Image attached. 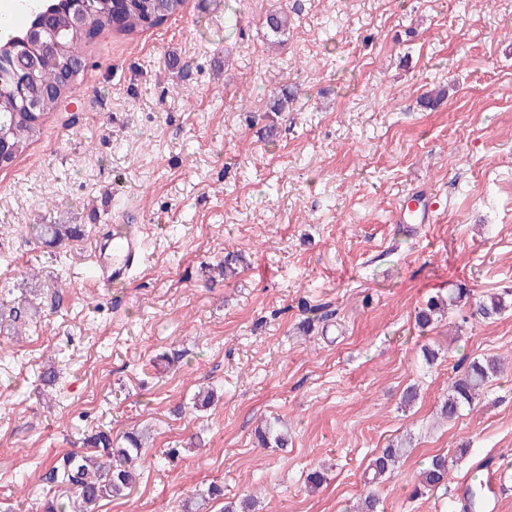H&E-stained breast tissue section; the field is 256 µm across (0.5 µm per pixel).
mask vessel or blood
<instances>
[{
    "mask_svg": "<svg viewBox=\"0 0 512 512\" xmlns=\"http://www.w3.org/2000/svg\"><path fill=\"white\" fill-rule=\"evenodd\" d=\"M432 203L427 196L416 195L402 200L396 210L398 222L430 223ZM143 261V244L132 234L114 235L96 243L92 266L98 283L123 281L131 277Z\"/></svg>",
    "mask_w": 512,
    "mask_h": 512,
    "instance_id": "1",
    "label": "vessel or blood"
}]
</instances>
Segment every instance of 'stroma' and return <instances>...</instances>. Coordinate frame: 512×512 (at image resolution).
<instances>
[{"label": "stroma", "mask_w": 512, "mask_h": 512, "mask_svg": "<svg viewBox=\"0 0 512 512\" xmlns=\"http://www.w3.org/2000/svg\"><path fill=\"white\" fill-rule=\"evenodd\" d=\"M85 55L67 107L0 169V316L26 323L0 326V512L64 502L47 467L98 428L118 444L141 432L144 452L134 490L96 512L249 495L256 512H353L372 490L380 512H463L485 458L505 470L489 512H512V308L415 321L460 287L512 294V0H186ZM411 191L437 199L432 223L395 222ZM35 224L81 235L49 245ZM119 225L145 260L95 284L91 249ZM228 256L236 276L214 279ZM483 356L503 373L439 419ZM266 420L287 447L258 445ZM397 441L406 456L369 483ZM435 454L448 485L415 494ZM212 483L224 497L201 505Z\"/></svg>", "instance_id": "stroma-1"}]
</instances>
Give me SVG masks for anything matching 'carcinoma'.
Wrapping results in <instances>:
<instances>
[{
	"label": "carcinoma",
	"mask_w": 512,
	"mask_h": 512,
	"mask_svg": "<svg viewBox=\"0 0 512 512\" xmlns=\"http://www.w3.org/2000/svg\"><path fill=\"white\" fill-rule=\"evenodd\" d=\"M185 0H89L81 13V30H62L51 16L40 21L41 43L49 45L39 52L35 67L25 69L26 61L3 52L0 54V130L14 153L4 158L3 166H10L29 146L38 140L44 118L56 111L59 99L72 91L86 68L83 46L97 38L107 19L117 23L116 33L132 36L163 25L180 13ZM269 30L275 36L272 44L279 43L277 36L288 27V14H273L266 19ZM26 80L25 91L15 92L20 79ZM33 235L47 243H60L79 232L74 224H37L31 227ZM444 301L432 297L416 315L421 328L429 327L433 317L440 312ZM508 305L502 294L490 295L473 302L474 314L482 319L501 315ZM499 362L483 357L471 361L448 387V397L440 407L441 415L453 420L466 407L479 398L485 385L499 372ZM259 443L283 448L288 436L273 426L258 433ZM88 451L71 453L52 462L49 480L64 487L70 494L71 510L51 504L48 512H92L101 500L122 496L132 491L138 479L135 462L142 456V446L136 435L125 437V445L115 448L112 434L104 430L88 437ZM405 449L393 445L383 449L370 462L367 470L372 479L389 473L404 456ZM448 457L434 455L427 461L419 477L417 489L434 490L448 483Z\"/></svg>",
	"instance_id": "obj_1"
}]
</instances>
